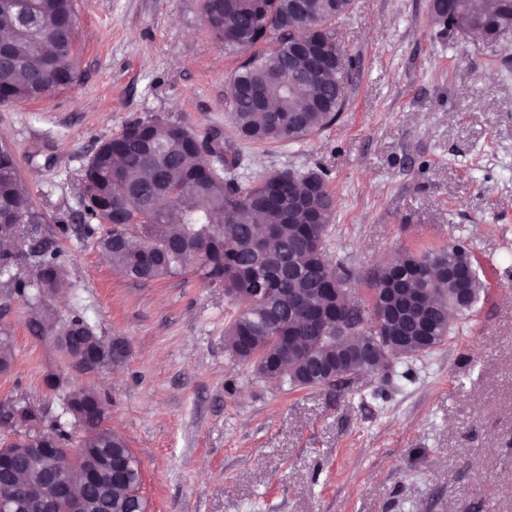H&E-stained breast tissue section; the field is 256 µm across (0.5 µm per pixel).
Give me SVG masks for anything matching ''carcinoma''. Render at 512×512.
Here are the masks:
<instances>
[{
	"instance_id": "cac0c4a2",
	"label": "carcinoma",
	"mask_w": 512,
	"mask_h": 512,
	"mask_svg": "<svg viewBox=\"0 0 512 512\" xmlns=\"http://www.w3.org/2000/svg\"><path fill=\"white\" fill-rule=\"evenodd\" d=\"M32 18L22 25L13 10H0V31L32 59L48 57V74L34 67L0 59V102L38 100L73 86L78 70V14L75 0H23ZM307 12L298 14L292 0H202L206 26L224 45L251 55L234 72L232 84L259 90L276 104L264 112L238 95L231 100L237 138L251 143H295L317 134L340 116L346 99L344 71L350 60L326 62L311 75L292 64L296 38L308 45L336 48L331 24L344 15L351 0H306ZM430 21L438 31L452 27L460 32L481 29L491 40L503 30L512 33V0H431ZM274 34L279 47L271 54L254 51ZM200 139L188 127L161 118L126 124L103 140L82 169L80 218L108 224L97 247L119 273L136 280L153 281L179 275L185 253L204 250L202 278L240 312L225 331L224 346L235 361L252 367L268 379L293 388L305 387L300 360L279 358L281 338L294 330L305 340L304 357L330 363L345 344L371 342L380 347V360L368 366L357 361L332 369L327 380L359 373L380 372L399 360L432 352L449 335L453 320L472 311L481 282L478 276L460 282L452 267L470 259L465 246L422 254L406 252L402 261L379 268L368 277L371 304L378 308L384 289H394L390 300L408 296L418 288L428 304L409 316L366 317L338 339L331 329L333 304L317 293L318 281L330 279L337 298L347 295L353 272L342 262L325 259L326 236L335 201L323 174H299L291 169L270 172L244 185L231 176L239 158L224 157L208 169L197 162ZM30 211L21 194L14 152L0 154V214L17 204ZM312 224L316 240L300 236L299 227ZM33 275L21 283L22 294L38 304L53 294L63 268L57 255L37 250ZM25 257L17 246L16 227L0 222V277ZM305 296L315 317L302 318L293 299ZM83 326L77 341L95 349H110L79 312L59 324L35 323L37 331L61 337ZM9 334L0 335V373L14 363ZM46 387L65 391L62 416L79 427L74 435L61 416L43 425V414L31 404L15 406L6 419L26 427L24 435L0 443L1 448H36L20 457L16 472L37 483L65 457H74V498L60 512H147L141 495L142 472L126 440L106 427L108 407L96 398L93 413L85 412L86 389L68 385L51 374ZM123 467L128 480L120 485L98 483L86 477V457Z\"/></svg>"
}]
</instances>
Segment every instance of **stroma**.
Here are the masks:
<instances>
[{
	"label": "stroma",
	"mask_w": 512,
	"mask_h": 512,
	"mask_svg": "<svg viewBox=\"0 0 512 512\" xmlns=\"http://www.w3.org/2000/svg\"><path fill=\"white\" fill-rule=\"evenodd\" d=\"M76 7L78 82L0 104V139L35 212L24 244L48 243L64 269L43 315L80 311L128 355L77 372L0 277L15 354L0 413L30 401L55 419L49 374L96 388L142 465L148 512H512V39L448 41L428 0H352L334 25L353 60L340 119L296 144H244L226 92L242 55L214 39L201 0ZM155 116L191 127L205 162L237 151L244 183L324 172L327 256L356 273L355 303L387 258L459 241L483 283L473 312L433 352L330 387L292 390L239 365L224 347L237 309L223 289L192 266L128 279L96 246L102 225L78 220L79 174L97 146Z\"/></svg>",
	"instance_id": "1"
}]
</instances>
